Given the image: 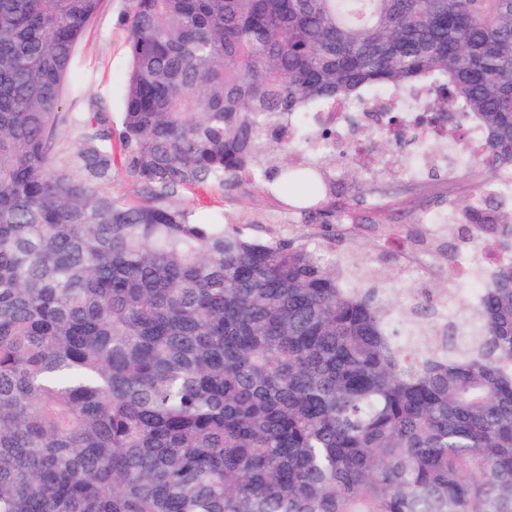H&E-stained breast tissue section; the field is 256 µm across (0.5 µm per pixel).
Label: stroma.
I'll list each match as a JSON object with an SVG mask.
<instances>
[{
  "label": "stroma",
  "mask_w": 512,
  "mask_h": 512,
  "mask_svg": "<svg viewBox=\"0 0 512 512\" xmlns=\"http://www.w3.org/2000/svg\"><path fill=\"white\" fill-rule=\"evenodd\" d=\"M131 0H101L93 21L76 48L79 85L67 95L66 112L101 109L116 116L122 107L128 71L127 29L122 22ZM415 174L368 171L337 153L342 170L336 175L337 197L360 199L355 223L334 226L330 248L358 271H373L374 285L389 304L390 321L398 332L412 327L428 330L426 319L407 316L405 296L435 300L448 287L449 258L468 251L462 227L448 221L449 201H467L475 173L464 162L454 168H422L420 153H412ZM188 201L197 218L222 216L243 233L263 241L289 239L310 245L321 238L320 218L289 209L283 197L247 180L221 191L192 193Z\"/></svg>",
  "instance_id": "obj_1"
}]
</instances>
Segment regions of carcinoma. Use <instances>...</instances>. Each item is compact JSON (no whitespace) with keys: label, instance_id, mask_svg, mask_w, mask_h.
Here are the masks:
<instances>
[{"label":"carcinoma","instance_id":"1","mask_svg":"<svg viewBox=\"0 0 512 512\" xmlns=\"http://www.w3.org/2000/svg\"><path fill=\"white\" fill-rule=\"evenodd\" d=\"M99 5L0 0V512H512V263L400 339L380 289L184 198L247 177L343 224L297 126L399 93L477 122L449 208L511 252L512 0H131L114 123L59 111ZM115 135L137 202L101 192Z\"/></svg>","mask_w":512,"mask_h":512}]
</instances>
